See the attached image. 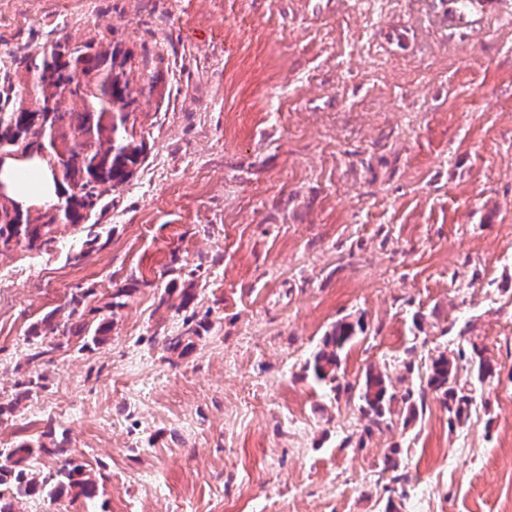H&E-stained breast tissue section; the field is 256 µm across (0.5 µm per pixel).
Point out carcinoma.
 Returning <instances> with one entry per match:
<instances>
[{"instance_id":"cac0c4a2","label":"carcinoma","mask_w":512,"mask_h":512,"mask_svg":"<svg viewBox=\"0 0 512 512\" xmlns=\"http://www.w3.org/2000/svg\"><path fill=\"white\" fill-rule=\"evenodd\" d=\"M126 53L113 49L100 51L93 42L71 45L58 42L50 53L38 59L23 61L27 72L33 74L32 83L14 86L7 99L11 110L0 115V142L24 151L40 149L43 139L67 124L71 136L83 139L81 149L73 155L72 164L63 179L73 183L78 191L66 198L63 216L71 226L84 218L83 212L95 209L102 194L112 184H121L131 175L144 153V144L137 141L127 127L129 108L144 91L129 87L126 69L117 60ZM70 85L71 98L82 102V110L74 112L67 107L47 111L50 86ZM60 216L44 212L23 219L11 214L6 202H0V254L22 249L47 250L55 242ZM105 323L93 326L77 316V321L62 335L74 334L90 337L99 332ZM355 339L350 323H340L325 336L323 347L314 355L309 368L314 378L337 391L342 366V352ZM458 358L450 359L441 354L431 359L419 383L398 393L390 387L388 377L373 367L367 369L361 383L357 384L354 399L359 410L368 418V429L381 430L393 423L394 417L404 413L412 418L424 410L427 395L441 394V404L456 420L468 416L474 407V398L456 387L457 360L466 361L476 371L477 380L492 382L496 368L484 356V349L460 335L457 337ZM55 456L66 449L49 450L41 443L23 444L0 458V512H16L15 503L35 495L53 496L66 486L80 488L85 497L92 495L95 484L82 478V466L70 459L62 461L50 476H30L22 463L34 452Z\"/></svg>"}]
</instances>
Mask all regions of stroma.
I'll list each match as a JSON object with an SVG mask.
<instances>
[{
    "mask_svg": "<svg viewBox=\"0 0 512 512\" xmlns=\"http://www.w3.org/2000/svg\"><path fill=\"white\" fill-rule=\"evenodd\" d=\"M66 2L0 0V93L60 39L149 51L156 82L131 114L145 140L131 176L53 250L0 256L16 299L0 321V452L62 443L97 483L20 512H512V66L497 27L469 45L442 111L332 93L321 70L262 112L264 87L341 29L332 0H255V29L229 33L235 0H91L64 19ZM123 286L99 342L30 362L45 316L65 324L71 298L85 315ZM339 321L357 326L342 384L371 366L415 384L458 330L499 376L476 386L459 369L480 402L466 422L432 395L367 432L309 370ZM391 448L400 493L381 472Z\"/></svg>",
    "mask_w": 512,
    "mask_h": 512,
    "instance_id": "obj_1",
    "label": "stroma"
}]
</instances>
